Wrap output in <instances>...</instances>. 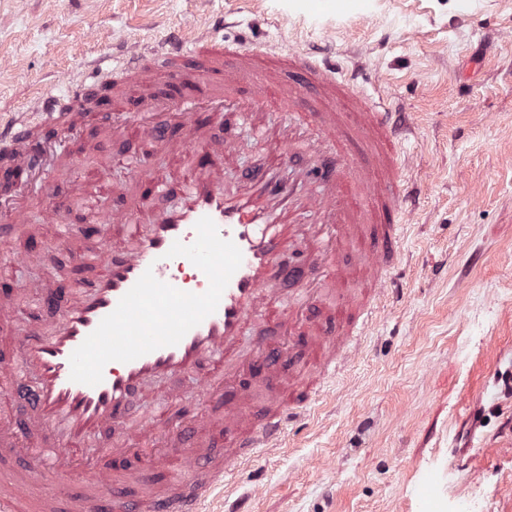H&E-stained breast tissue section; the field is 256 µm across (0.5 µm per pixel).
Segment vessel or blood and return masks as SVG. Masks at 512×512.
Masks as SVG:
<instances>
[{
    "label": "vessel or blood",
    "instance_id": "obj_1",
    "mask_svg": "<svg viewBox=\"0 0 512 512\" xmlns=\"http://www.w3.org/2000/svg\"><path fill=\"white\" fill-rule=\"evenodd\" d=\"M335 55L330 43L319 51L284 41L255 50L247 38L224 40L217 27L193 17L170 46L123 37L120 55L99 56L80 74L64 75L67 94L40 95L0 123V152L33 167L34 121L77 127L80 110L107 86L114 98L132 96L137 108L152 112L154 119L148 124L113 121L104 128L105 137L146 140L172 153L206 157L186 166L175 183L137 166L135 182L145 194L167 200V207L141 221L136 217L141 195H130L125 206L92 220L98 230L120 228L121 245L73 254L63 213L70 198L81 195L82 184L65 164L53 170V179L68 186L67 196L43 209L44 223L56 227L53 243L10 252L9 259L18 267L51 266L65 252L89 274L65 298L38 295L33 321L15 329L16 359H0V387L23 380L21 393L33 409L26 428L0 418V449L13 453L23 447L30 427L45 440L44 446L29 450L27 468L0 476V512H100L107 500L112 512H208L216 490L229 483L232 460L279 447L288 423L306 413L279 362L266 361L264 344L256 353L266 362L270 395L264 409L253 413L245 396L225 398V382L238 373L236 346L246 327L272 322L286 328L301 342L305 366L315 377L335 376L355 356L360 336L378 318L400 255V229L413 214L412 197L402 187L411 162L396 150L406 129L389 111L385 96L367 98L342 79ZM298 74L316 87L318 109L307 110L294 80ZM161 75L184 76L209 98L242 99L239 126L266 137L270 145L265 163L244 186L225 190L227 140L215 133L210 115L160 100L154 87ZM267 101L287 112L286 126L274 130L258 124L257 114ZM301 125L317 137L314 163L286 183L279 169ZM175 126L180 136L172 135ZM204 217L242 253L216 311L176 345L126 363L109 362L97 385L72 381L71 354L145 271L182 288L176 272L189 261L168 252L174 242L192 244L195 225ZM301 242L311 247V269L319 274L315 299L326 314L322 321L300 319L278 302L281 279L304 277L281 260ZM333 325L338 328L334 334L329 331ZM206 364L211 370L204 376L200 370ZM182 374L198 375L197 394L209 403L189 434L168 409L140 414L134 405L138 394ZM128 455L138 457V464L107 467L108 459ZM81 461L89 464L90 476L82 486L70 487L66 475ZM51 472L56 482L48 490L44 484Z\"/></svg>",
    "mask_w": 512,
    "mask_h": 512
}]
</instances>
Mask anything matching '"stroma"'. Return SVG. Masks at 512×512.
I'll return each mask as SVG.
<instances>
[{
	"instance_id": "obj_1",
	"label": "stroma",
	"mask_w": 512,
	"mask_h": 512,
	"mask_svg": "<svg viewBox=\"0 0 512 512\" xmlns=\"http://www.w3.org/2000/svg\"><path fill=\"white\" fill-rule=\"evenodd\" d=\"M469 2L462 12L450 0H372L339 19L289 11L285 0H0V115L64 94L62 75L111 52L113 36L163 42L196 16L254 23L260 46L292 32L306 49L334 36L336 60L355 69L360 89L383 77L390 109L415 128L401 150L412 159L416 212L402 229L386 313L318 394L300 385L310 397L304 419L287 425L278 449L238 466L225 505L259 485L246 512H421L420 490L434 483L452 500H474L473 512H512V0ZM112 116L100 101L81 135L46 141L41 171L0 191V225L14 206L39 209L65 192L43 177L63 155L76 178L109 155L104 203L120 205L146 145L103 138ZM267 151L246 137L224 162L225 187L238 188ZM52 239L37 220L0 242V289L19 323L35 290L78 277L6 257Z\"/></svg>"
}]
</instances>
